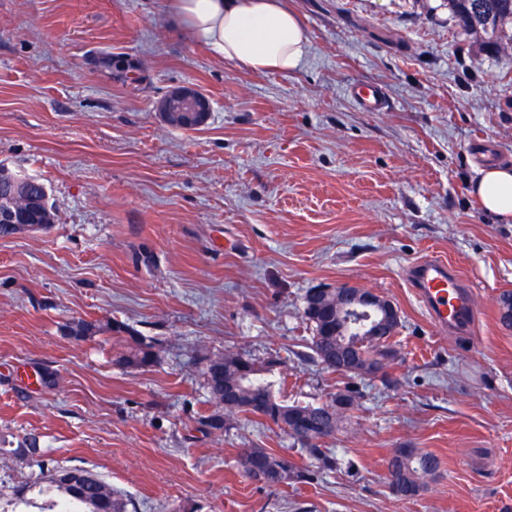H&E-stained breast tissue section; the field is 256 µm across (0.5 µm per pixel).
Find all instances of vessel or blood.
Segmentation results:
<instances>
[{
    "label": "vessel or blood",
    "mask_w": 512,
    "mask_h": 512,
    "mask_svg": "<svg viewBox=\"0 0 512 512\" xmlns=\"http://www.w3.org/2000/svg\"><path fill=\"white\" fill-rule=\"evenodd\" d=\"M350 94L365 111L381 112L387 100L378 87L355 85ZM410 286L434 326L452 335H467L479 314L475 293L447 263L426 259L410 270Z\"/></svg>",
    "instance_id": "obj_1"
}]
</instances>
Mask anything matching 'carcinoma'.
I'll return each mask as SVG.
<instances>
[{"label":"carcinoma","instance_id":"1","mask_svg":"<svg viewBox=\"0 0 512 512\" xmlns=\"http://www.w3.org/2000/svg\"><path fill=\"white\" fill-rule=\"evenodd\" d=\"M452 18L464 34L482 39L483 43L497 51L506 45L512 46V0H448ZM44 192V183L35 178L20 186L0 182V211L15 208L19 202L37 205L36 220H55V212L38 207ZM304 318L313 326L309 349L313 358L323 362L321 353L336 348V343L363 342L362 354L367 360L381 358L392 362L396 358L393 337L364 340L361 325L364 316L351 315L346 328L336 331V321L326 315L303 312ZM98 331L92 323L78 320L68 326V335L76 341H84ZM124 366L145 369L154 366L157 354L152 343L142 337L133 338L127 350L118 358ZM276 363L270 362L264 369L253 362H241L231 354H214L204 357V375L210 393L219 410L201 418V424L210 431H222L226 419L239 412L251 414L267 421L286 420L294 414V421L303 429L315 432L320 439L302 443L305 453L318 464L322 471L336 469V457L321 447L320 440L336 433L339 419L327 403L290 404L277 396L275 391ZM279 455L265 448H254L252 453L239 452L236 463L249 478L254 477L259 467H272ZM72 470L88 475L80 482H66L61 475L64 467L50 470L39 486L45 501L40 512H128V501L118 490L100 477L81 468ZM389 485L393 493L401 498H414L425 487V480L440 470L438 458L418 448H396L387 461Z\"/></svg>","mask_w":512,"mask_h":512}]
</instances>
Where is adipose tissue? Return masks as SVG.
Here are the masks:
<instances>
[{"instance_id":"obj_1","label":"adipose tissue","mask_w":512,"mask_h":512,"mask_svg":"<svg viewBox=\"0 0 512 512\" xmlns=\"http://www.w3.org/2000/svg\"><path fill=\"white\" fill-rule=\"evenodd\" d=\"M170 15L211 54L255 73L298 70L309 38L284 0H168ZM469 193L503 223L512 222V166L475 168Z\"/></svg>"}]
</instances>
